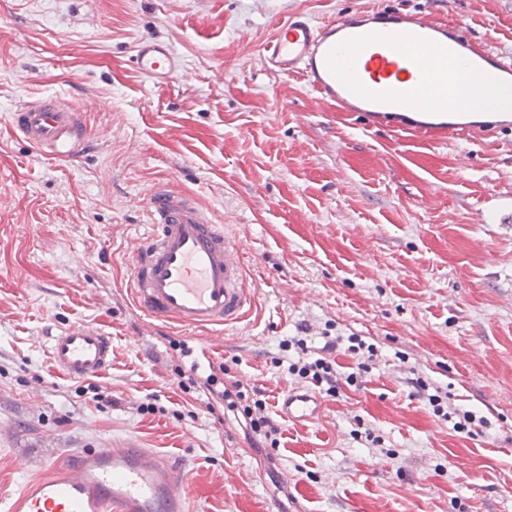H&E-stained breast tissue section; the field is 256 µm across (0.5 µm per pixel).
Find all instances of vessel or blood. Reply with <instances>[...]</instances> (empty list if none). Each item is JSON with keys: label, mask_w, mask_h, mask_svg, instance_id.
Returning <instances> with one entry per match:
<instances>
[{"label": "vessel or blood", "mask_w": 512, "mask_h": 512, "mask_svg": "<svg viewBox=\"0 0 512 512\" xmlns=\"http://www.w3.org/2000/svg\"><path fill=\"white\" fill-rule=\"evenodd\" d=\"M275 73L301 78L326 105L401 137L491 138L512 126L502 115L457 112L448 99L471 71L512 83V59L469 39L462 26L400 9L347 13L317 25L296 15L275 30L263 57ZM135 65L154 86L168 85L176 66L170 44L138 43ZM42 156L83 157L92 147L82 113L58 97L22 105L8 126ZM149 219L157 230L134 253L129 291L150 322L201 330L243 318L252 305L239 248L212 223L188 192L155 185ZM50 357L71 378L101 375L112 360V339L78 323L52 339ZM322 408L311 392H286L285 417L314 421ZM183 467L151 449L70 448L17 493L0 512H189Z\"/></svg>", "instance_id": "obj_1"}]
</instances>
